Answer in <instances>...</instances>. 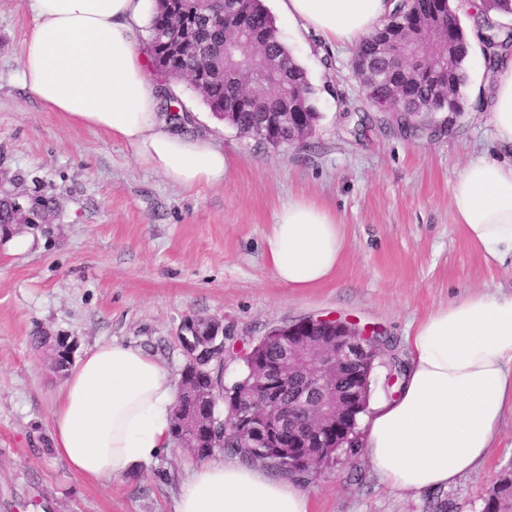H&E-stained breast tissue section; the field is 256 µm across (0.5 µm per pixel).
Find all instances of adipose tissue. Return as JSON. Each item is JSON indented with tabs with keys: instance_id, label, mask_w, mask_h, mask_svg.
I'll return each instance as SVG.
<instances>
[{
	"instance_id": "adipose-tissue-1",
	"label": "adipose tissue",
	"mask_w": 512,
	"mask_h": 512,
	"mask_svg": "<svg viewBox=\"0 0 512 512\" xmlns=\"http://www.w3.org/2000/svg\"><path fill=\"white\" fill-rule=\"evenodd\" d=\"M296 30L324 44L356 45L393 9L391 0H276ZM22 82L49 110L126 144L144 167L181 188L225 183L222 148L175 129L136 47L144 0H31ZM496 140L512 148V59L499 66L486 107ZM453 221L485 260L512 258V162L471 159L450 189ZM280 285L297 291L333 278L344 257L335 213L310 201L280 208L265 237ZM398 395L366 417L361 443L382 486L445 489L490 455L512 410V297L474 291L438 308L409 338ZM177 393L150 354L102 344L69 370L51 415L56 454L83 479L134 473L171 443ZM175 512H310L295 481L235 461L202 463L181 486Z\"/></svg>"
}]
</instances>
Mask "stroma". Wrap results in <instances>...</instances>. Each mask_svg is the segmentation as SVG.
Wrapping results in <instances>:
<instances>
[{"label":"stroma","mask_w":512,"mask_h":512,"mask_svg":"<svg viewBox=\"0 0 512 512\" xmlns=\"http://www.w3.org/2000/svg\"><path fill=\"white\" fill-rule=\"evenodd\" d=\"M33 24L30 0H0V195L46 200L52 215L25 233L26 248L0 238V512H174L181 479L198 465L174 447L109 483L79 477L51 446L62 381L34 333L73 337L77 360L98 344L138 346L175 378L185 363L181 324L215 318L224 325L229 388L253 345L279 326L349 319L381 332L405 361L408 335L437 308L486 286L512 296V264L478 255L449 204L468 161L501 152L483 111L490 89L481 53L470 58L464 112L445 129L409 135L373 121L352 48H331L334 64L325 68L321 37L277 19L316 90L314 133L278 147L240 137L176 84L194 116L192 134L232 162L224 185L186 191L24 87L21 51ZM297 200L335 212L345 240L335 276L304 292L279 285L264 254L276 212ZM508 471L511 412L478 472L442 491L446 512H482L487 490ZM301 488L311 512H426L431 497L388 490L365 460L340 454Z\"/></svg>","instance_id":"1"}]
</instances>
